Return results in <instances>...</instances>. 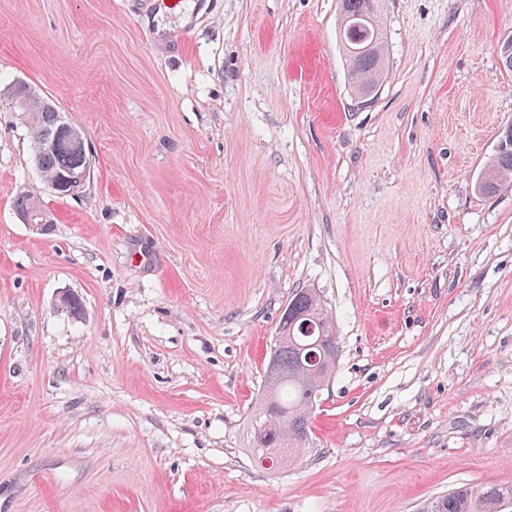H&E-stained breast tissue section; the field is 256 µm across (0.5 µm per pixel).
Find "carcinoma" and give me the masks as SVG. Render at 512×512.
<instances>
[{
	"label": "carcinoma",
	"instance_id": "carcinoma-1",
	"mask_svg": "<svg viewBox=\"0 0 512 512\" xmlns=\"http://www.w3.org/2000/svg\"><path fill=\"white\" fill-rule=\"evenodd\" d=\"M340 41L348 62L350 90L357 100L370 98L385 69L384 40L372 0H340ZM33 141V161L43 180L60 183L89 166L82 132L50 99L30 89L21 110ZM512 184V127L475 182L482 195ZM339 336L336 320L312 288L288 301L281 316L258 405L250 415L249 452L279 471L303 457L309 443L314 408L336 371ZM420 512H512V484L463 485L428 500Z\"/></svg>",
	"mask_w": 512,
	"mask_h": 512
}]
</instances>
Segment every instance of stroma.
<instances>
[{
    "label": "stroma",
    "instance_id": "obj_1",
    "mask_svg": "<svg viewBox=\"0 0 512 512\" xmlns=\"http://www.w3.org/2000/svg\"><path fill=\"white\" fill-rule=\"evenodd\" d=\"M339 21L0 0V91L54 100L90 162L58 196L0 109V512H417L512 484V189H474L512 127V0H385L364 106ZM302 288L341 352L308 452L271 471L249 413Z\"/></svg>",
    "mask_w": 512,
    "mask_h": 512
}]
</instances>
